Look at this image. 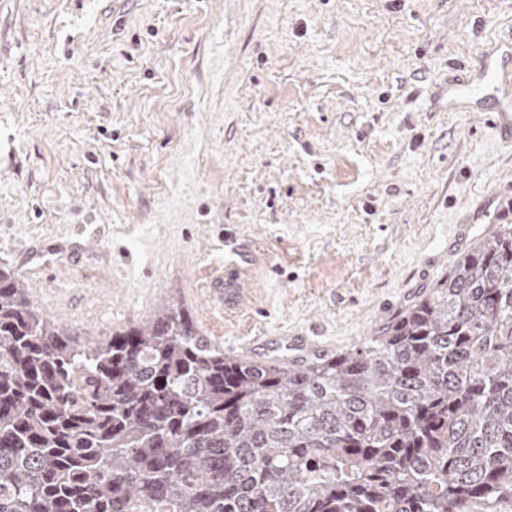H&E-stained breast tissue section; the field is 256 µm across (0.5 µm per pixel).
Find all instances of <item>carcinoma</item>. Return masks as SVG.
<instances>
[{
    "instance_id": "carcinoma-1",
    "label": "carcinoma",
    "mask_w": 512,
    "mask_h": 512,
    "mask_svg": "<svg viewBox=\"0 0 512 512\" xmlns=\"http://www.w3.org/2000/svg\"><path fill=\"white\" fill-rule=\"evenodd\" d=\"M512 224L378 336L288 368L181 306L80 341L0 268V512H498Z\"/></svg>"
}]
</instances>
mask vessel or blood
Listing matches in <instances>:
<instances>
[{"mask_svg":"<svg viewBox=\"0 0 512 512\" xmlns=\"http://www.w3.org/2000/svg\"><path fill=\"white\" fill-rule=\"evenodd\" d=\"M448 109L452 112L492 111L504 142L512 144V39L483 53L478 65H461L448 79ZM210 296L225 308L240 307L248 285L237 271L214 279Z\"/></svg>","mask_w":512,"mask_h":512,"instance_id":"b4317fda","label":"vessel or blood"}]
</instances>
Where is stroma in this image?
Segmentation results:
<instances>
[{
	"instance_id": "obj_1",
	"label": "stroma",
	"mask_w": 512,
	"mask_h": 512,
	"mask_svg": "<svg viewBox=\"0 0 512 512\" xmlns=\"http://www.w3.org/2000/svg\"><path fill=\"white\" fill-rule=\"evenodd\" d=\"M511 34L512 0H0V267L52 251L29 297L84 339L176 302L238 360L351 350L512 203V148L441 95ZM238 262L225 264L230 269L224 277L214 279L209 288L210 296L220 304L224 303L225 309L240 307L248 295L249 285L234 269Z\"/></svg>"
}]
</instances>
